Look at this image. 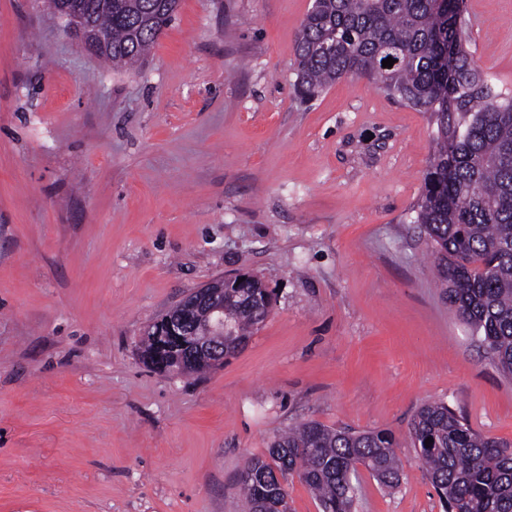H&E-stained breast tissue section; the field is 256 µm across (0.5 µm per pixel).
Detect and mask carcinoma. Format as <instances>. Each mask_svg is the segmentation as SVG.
<instances>
[{
	"label": "carcinoma",
	"mask_w": 512,
	"mask_h": 512,
	"mask_svg": "<svg viewBox=\"0 0 512 512\" xmlns=\"http://www.w3.org/2000/svg\"><path fill=\"white\" fill-rule=\"evenodd\" d=\"M103 37L97 58L136 65L173 19L178 0H80ZM464 0H313L294 46L293 86L310 101L350 76L430 114L434 148L414 223L431 243L437 279L457 316L512 375V91L494 84L469 48ZM395 59L392 67L382 61ZM272 296L258 278L224 289V355L236 354L268 317ZM194 357L189 372L215 367L196 349L169 354L164 371ZM410 438L448 512H512V444L474 432L445 403L413 418ZM433 444L425 445L427 438ZM384 486L400 481L395 439L384 431L309 421L279 434L268 457L240 476L248 512H279L296 475L322 512H351L357 466Z\"/></svg>",
	"instance_id": "obj_1"
}]
</instances>
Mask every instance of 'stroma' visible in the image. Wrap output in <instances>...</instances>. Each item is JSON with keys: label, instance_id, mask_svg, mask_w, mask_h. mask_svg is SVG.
Segmentation results:
<instances>
[{"label": "stroma", "instance_id": "obj_1", "mask_svg": "<svg viewBox=\"0 0 512 512\" xmlns=\"http://www.w3.org/2000/svg\"><path fill=\"white\" fill-rule=\"evenodd\" d=\"M312 0H179L134 70L42 0H0V512H245L288 427L385 430L401 479L353 512H443L409 437L426 403L512 443V377L449 306L413 221L428 113L369 79L294 94ZM512 88V0H465ZM270 314L223 366L161 374L146 326L230 273Z\"/></svg>", "mask_w": 512, "mask_h": 512}]
</instances>
